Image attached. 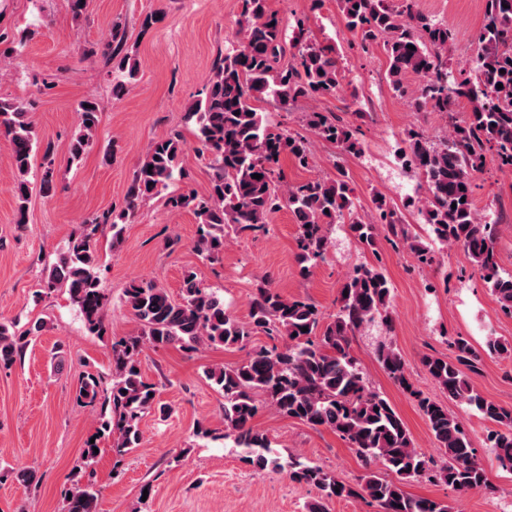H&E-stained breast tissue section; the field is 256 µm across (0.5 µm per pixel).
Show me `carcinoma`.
<instances>
[{
    "label": "carcinoma",
    "instance_id": "cac0c4a2",
    "mask_svg": "<svg viewBox=\"0 0 512 512\" xmlns=\"http://www.w3.org/2000/svg\"><path fill=\"white\" fill-rule=\"evenodd\" d=\"M240 38L220 56L213 75L199 98L187 109L186 122L196 124L198 150L208 156L213 175L208 195L169 191L176 177L184 176L180 160L187 141L179 133L150 143L135 171L125 207L84 221L78 234L46 270L45 285L67 288L71 303L87 331L107 333L105 309L109 299L100 287V258L96 235L102 224L112 228V244L121 242L123 224L141 203L166 194L174 210L189 209L197 219L195 250L208 260L224 251L229 228L235 233L265 230L273 215L286 208L297 224L299 274L306 277L325 260L335 224L365 252L377 254L385 235L408 247L420 265L439 264L440 249L461 248L501 309L512 315V271L501 267L496 246L501 223L478 215L473 181L488 163L512 171V0H485L484 22L473 36L474 56L467 73L448 67V47L456 32L448 24L417 9V0H336L344 27L359 39L363 51L379 47L387 59L392 91L409 97L417 112L448 114L462 99L466 111L442 138L433 141L423 132H407L406 162L423 179L424 193L409 199L425 226L422 238L401 221L394 205L374 195V213L366 219L358 210L355 189L346 170L333 178H312L295 184L283 182L281 160L309 166V138L293 134L281 124L264 119L258 103L279 109L301 100H317L341 91L345 74L336 51L311 37L308 18L287 23L271 9L269 0H239ZM127 27L112 21L110 38L101 54L112 66L117 81L112 95L120 98L136 79L140 62L127 48ZM414 49H409V46ZM291 58H286V55ZM422 83L409 89L408 77ZM503 88H497V84ZM78 130L69 145V161L81 160L95 144L99 104L94 98L77 107ZM303 122L320 140L335 145L338 155L358 156L363 145L357 127L311 111ZM0 135L12 144V166L17 176L18 223L25 222L31 192L27 179L40 144L27 120L23 103L0 98ZM261 178L255 179L253 175ZM55 155L43 147L39 189L54 187ZM392 288L383 269L367 262L353 267L338 290L336 313L326 319L317 305L303 296H285L267 279L254 293L249 320L243 322L224 308V299L200 287L197 274L184 275L181 299H173L155 281L133 280L123 303L137 323L136 333L112 343V364L107 374L88 371L79 380L76 401L100 407L99 422L73 468L78 477L103 451L100 444L123 456L140 447L143 415L155 408L157 390L141 372V356L149 347L177 344L194 351L202 344L244 347L264 334L274 341L252 350L247 359L206 372L224 397L225 437L246 450V460L259 470L288 471L289 478L316 488L318 499L307 512H327L336 498H361L376 512H450L448 502L405 493L409 479L441 483L455 492L487 486L484 457L473 444L465 424L438 398L414 387L400 353L383 341L376 357L389 378L418 402L441 451L442 461L416 448L411 433L388 398L370 388L351 353L352 338L371 326H392ZM45 327L42 321L21 330L15 322H0V367L21 360L33 338ZM307 331H302V328ZM451 357L426 355L421 363L448 400L476 409L480 418L497 425L488 431L485 448L498 466L512 471V409L481 396L473 378L480 373L482 356L464 336L449 342ZM335 432L354 450L364 469L358 482L345 483L317 465L298 457L288 461L272 455L268 438L253 421L260 409ZM64 512H96L99 492L93 484L74 483Z\"/></svg>",
    "mask_w": 512,
    "mask_h": 512
}]
</instances>
